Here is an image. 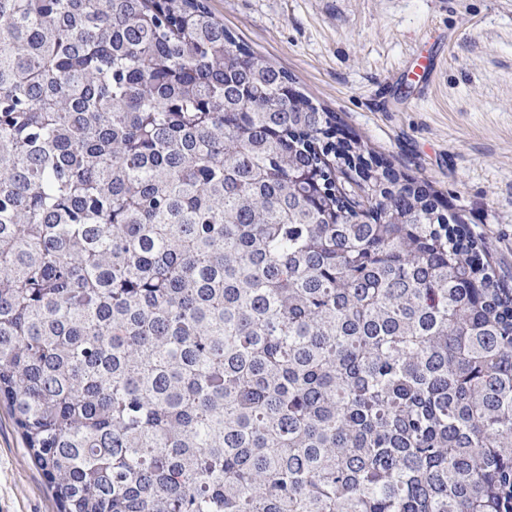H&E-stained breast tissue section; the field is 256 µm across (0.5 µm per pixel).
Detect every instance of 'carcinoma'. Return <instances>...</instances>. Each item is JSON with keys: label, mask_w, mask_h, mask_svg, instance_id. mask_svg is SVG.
Segmentation results:
<instances>
[{"label": "carcinoma", "mask_w": 512, "mask_h": 512, "mask_svg": "<svg viewBox=\"0 0 512 512\" xmlns=\"http://www.w3.org/2000/svg\"><path fill=\"white\" fill-rule=\"evenodd\" d=\"M58 512H512V290L206 0H0V402Z\"/></svg>", "instance_id": "1"}]
</instances>
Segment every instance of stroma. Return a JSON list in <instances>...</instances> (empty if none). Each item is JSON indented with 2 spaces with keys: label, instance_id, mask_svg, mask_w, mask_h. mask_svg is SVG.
<instances>
[{
  "label": "stroma",
  "instance_id": "1",
  "mask_svg": "<svg viewBox=\"0 0 512 512\" xmlns=\"http://www.w3.org/2000/svg\"><path fill=\"white\" fill-rule=\"evenodd\" d=\"M213 15L336 113L394 169L428 182L512 285V0H207ZM437 71L425 93L418 52ZM0 512H57L0 403Z\"/></svg>",
  "mask_w": 512,
  "mask_h": 512
}]
</instances>
